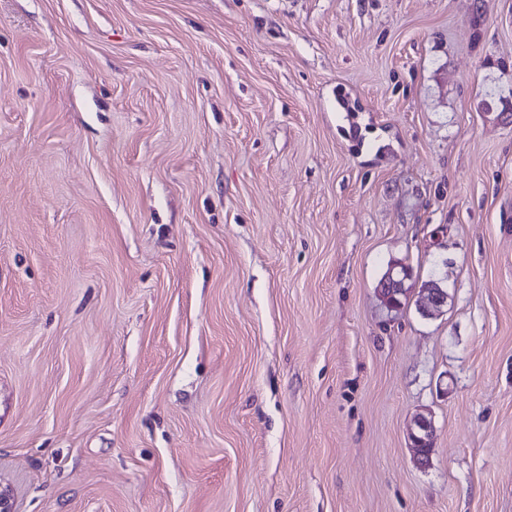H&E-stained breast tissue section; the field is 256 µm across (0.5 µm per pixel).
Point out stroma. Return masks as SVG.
<instances>
[{
    "label": "stroma",
    "mask_w": 512,
    "mask_h": 512,
    "mask_svg": "<svg viewBox=\"0 0 512 512\" xmlns=\"http://www.w3.org/2000/svg\"><path fill=\"white\" fill-rule=\"evenodd\" d=\"M0 484L512 512V0H0ZM432 436H434V428L432 422L425 416L420 415L414 421V426L409 430V438L411 448L416 454V461L421 465L420 448L432 447Z\"/></svg>",
    "instance_id": "obj_1"
}]
</instances>
